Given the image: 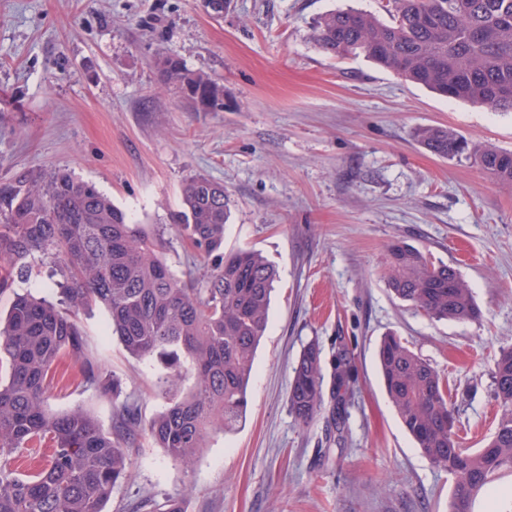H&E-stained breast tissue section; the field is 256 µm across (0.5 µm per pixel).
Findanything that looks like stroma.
<instances>
[{"label":"stroma","instance_id":"1","mask_svg":"<svg viewBox=\"0 0 512 512\" xmlns=\"http://www.w3.org/2000/svg\"><path fill=\"white\" fill-rule=\"evenodd\" d=\"M384 0H0V187L65 170L94 183L149 233L181 278L201 261L171 220L184 182L224 186L225 251L273 264L265 334L246 418L211 434L185 467L140 435L107 512L145 496L183 512H448L452 479L415 447L383 388L380 339L394 332L447 380L463 447L497 425L493 372L512 346V186L415 139L448 126L512 150V112L446 99L365 58L339 60L312 41L332 11L385 18ZM176 57L224 88V108L197 111L159 77ZM401 240L455 268L475 322L430 319L388 289V246ZM88 354L121 380L119 395L82 382L70 358L48 379V404L82 407L103 430L122 399L143 420L165 410L153 371L109 336L103 306L79 314ZM346 345L353 395L342 442L326 415L288 407L304 345Z\"/></svg>","mask_w":512,"mask_h":512}]
</instances>
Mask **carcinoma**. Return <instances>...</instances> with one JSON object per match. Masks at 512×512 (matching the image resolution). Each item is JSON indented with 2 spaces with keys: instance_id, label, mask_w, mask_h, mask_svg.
Instances as JSON below:
<instances>
[{
  "instance_id": "obj_1",
  "label": "carcinoma",
  "mask_w": 512,
  "mask_h": 512,
  "mask_svg": "<svg viewBox=\"0 0 512 512\" xmlns=\"http://www.w3.org/2000/svg\"><path fill=\"white\" fill-rule=\"evenodd\" d=\"M385 8V22L353 10L327 14L311 38L332 57L362 55L442 96L512 111V0H386ZM160 73L189 89L203 110L224 97L223 86L179 63L163 61ZM415 138L437 156L464 157L512 185L511 151L449 128L423 126ZM182 205L178 232L205 262L197 281L172 273L162 258L164 234L132 223L90 182L54 170L0 188V290L27 279L32 262L51 261L63 278L60 304L74 312L103 306L125 351L160 366L155 384L168 398L167 408L145 425L139 403L125 399L110 432L82 408L51 412L47 379L62 355L90 385L116 393L120 381L103 376L86 354L68 313L44 297L15 295L0 318V512H105L139 429L188 466L211 432L229 433L243 420L276 271L256 251L224 252V185L192 177L183 185ZM388 252L387 282L397 299L437 320L479 319L472 289L455 268L401 243ZM378 360L404 427L422 455L454 480L448 512H473L476 497L512 473V347L501 349L496 361V430L476 449L461 447L448 385L426 360L392 334L381 339ZM352 367L345 347L327 360L319 344L304 346L288 393L292 414L308 423L322 411L329 368V420L342 436ZM46 439L52 451L44 467L27 473L12 467L16 451Z\"/></svg>"
}]
</instances>
